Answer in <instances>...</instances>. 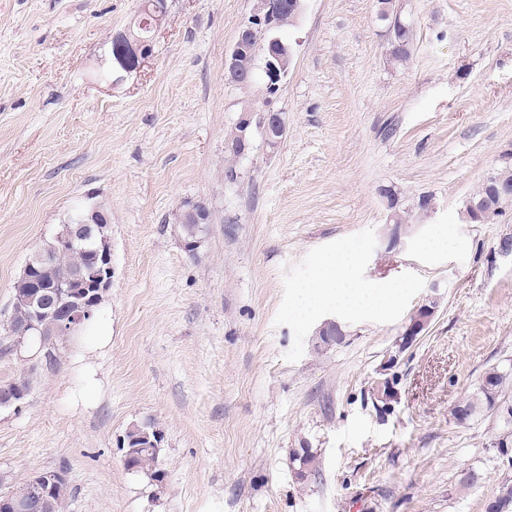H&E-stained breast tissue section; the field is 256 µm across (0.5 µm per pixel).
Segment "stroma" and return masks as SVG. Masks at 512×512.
Here are the masks:
<instances>
[{
	"label": "stroma",
	"instance_id": "obj_1",
	"mask_svg": "<svg viewBox=\"0 0 512 512\" xmlns=\"http://www.w3.org/2000/svg\"><path fill=\"white\" fill-rule=\"evenodd\" d=\"M152 55L105 89L96 72L139 0H0V322L30 253L87 198L112 216V343L101 392L72 405L71 336L19 410L0 411V490L66 474L67 512H486L512 464L494 415L450 411L512 361V206L461 211L512 155V0H397L411 57H389L379 0H305L274 106L224 178V140L255 102L224 72L256 0H167ZM433 208L420 210L422 198ZM208 222L187 248L181 217ZM409 212L397 225L396 214ZM447 228L453 244L425 242ZM358 242L385 313H294L301 286ZM439 306L410 348L401 333ZM336 322L342 343L315 351ZM396 378L390 411L370 388ZM162 434V482L128 470L127 428ZM321 473L298 482L294 449ZM481 480L465 488L462 472ZM485 195L484 185H480L473 193L475 200L480 199ZM469 199L466 201L462 215L466 224H488L490 223L491 210L486 207L485 202L482 200L475 201Z\"/></svg>",
	"mask_w": 512,
	"mask_h": 512
}]
</instances>
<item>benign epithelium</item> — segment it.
<instances>
[{
	"label": "benign epithelium",
	"mask_w": 512,
	"mask_h": 512,
	"mask_svg": "<svg viewBox=\"0 0 512 512\" xmlns=\"http://www.w3.org/2000/svg\"><path fill=\"white\" fill-rule=\"evenodd\" d=\"M304 0H287L282 4L278 0H264L262 6L254 12L241 26L236 41L224 57V70L232 78L238 71L241 56L245 53L247 43L252 34L262 30L271 34L268 55L263 59V69L267 77V85L272 89L273 96H278L283 80L287 76L283 63L290 56V46L277 36L278 11L286 7L288 13L299 17L303 11ZM116 51L109 57L113 80L109 86L123 81L124 75L133 72L130 60L138 62L152 55V41L131 40L128 33H120L113 37ZM282 116L277 112H264L260 119L265 133V143L273 145L271 134L283 135ZM485 185L491 196L499 203H512V178L508 172L496 171L485 178ZM462 215L467 224L490 223L491 210L482 201L469 199L466 201ZM104 215L93 203L84 205L83 219L78 227L66 228L56 234L55 251L63 254L82 250L84 242L94 246V253L99 262L90 266H79L56 283L59 288L58 301L53 310H48L46 294L40 285H35L29 292L12 299L11 309L27 313V327L36 336L49 339V348L44 359L50 360L58 354L55 340H67L68 336L92 318L101 304L104 295L112 286V244L109 238L95 236V227L102 222ZM437 308V299L430 298L418 310L424 317L421 323L412 322L404 332L402 346H407L426 327ZM5 357L12 361L37 366L35 357L27 354L26 340L23 336H13L5 346ZM64 479L61 472H39L25 482V490H11L0 494V512H41L49 507L56 488Z\"/></svg>",
	"instance_id": "7a95c632"
}]
</instances>
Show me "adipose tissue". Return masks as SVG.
I'll use <instances>...</instances> for the list:
<instances>
[{
  "instance_id": "obj_1",
  "label": "adipose tissue",
  "mask_w": 512,
  "mask_h": 512,
  "mask_svg": "<svg viewBox=\"0 0 512 512\" xmlns=\"http://www.w3.org/2000/svg\"><path fill=\"white\" fill-rule=\"evenodd\" d=\"M401 293L400 284L393 283L383 288L362 283L354 272L351 257L340 255L329 260L324 276L306 285L300 292L297 305L299 314H307L320 307L327 297H334L337 307L348 311H381L392 307ZM112 342V325L103 322L96 325L84 340L76 371L78 385L73 392L75 403L87 405L100 389V381L92 362L94 355L106 349Z\"/></svg>"
}]
</instances>
